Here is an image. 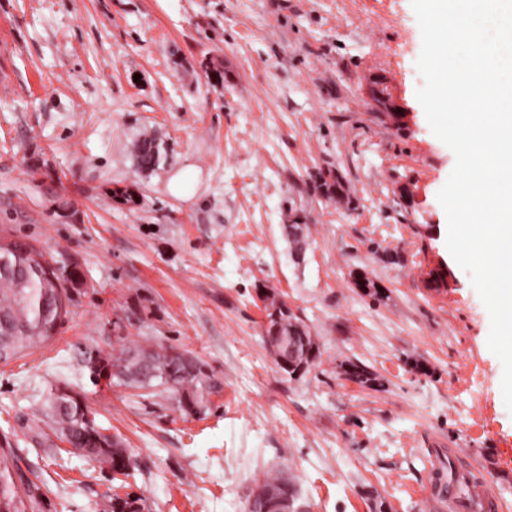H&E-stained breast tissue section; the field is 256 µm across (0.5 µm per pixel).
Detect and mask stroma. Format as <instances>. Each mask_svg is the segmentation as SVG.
I'll return each instance as SVG.
<instances>
[{
    "instance_id": "35a3bbf8",
    "label": "stroma",
    "mask_w": 512,
    "mask_h": 512,
    "mask_svg": "<svg viewBox=\"0 0 512 512\" xmlns=\"http://www.w3.org/2000/svg\"><path fill=\"white\" fill-rule=\"evenodd\" d=\"M421 46L410 0H0V240L80 273L56 337L0 363V448L46 490L41 512H103L116 492L152 512H248L275 475L306 512H439L422 495L437 439L512 507V413L489 314L446 247L455 156L415 95ZM146 133L161 161L142 172ZM328 168L331 199L314 189ZM271 296L316 341L304 377L263 340ZM156 344L217 381L200 414L91 381L90 355ZM60 387L123 441L133 476L54 435ZM197 182V173L192 166L181 170L171 181L172 193L180 198H189L194 194ZM314 184L316 191L327 198H333L342 191V182L333 170L318 172Z\"/></svg>"
}]
</instances>
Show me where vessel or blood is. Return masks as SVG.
<instances>
[{
  "mask_svg": "<svg viewBox=\"0 0 512 512\" xmlns=\"http://www.w3.org/2000/svg\"><path fill=\"white\" fill-rule=\"evenodd\" d=\"M433 478L426 488L428 499L448 512H503L504 505L485 475L471 477L467 451L454 449L451 458L433 455Z\"/></svg>",
  "mask_w": 512,
  "mask_h": 512,
  "instance_id": "b4317fda",
  "label": "vessel or blood"
}]
</instances>
